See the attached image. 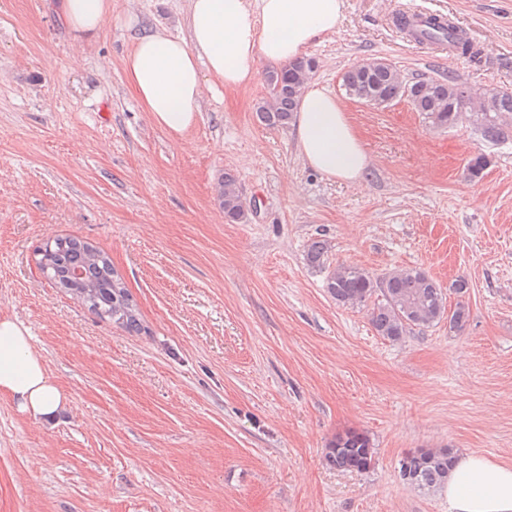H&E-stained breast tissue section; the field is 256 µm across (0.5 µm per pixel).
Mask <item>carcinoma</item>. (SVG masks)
<instances>
[{"label": "carcinoma", "mask_w": 512, "mask_h": 512, "mask_svg": "<svg viewBox=\"0 0 512 512\" xmlns=\"http://www.w3.org/2000/svg\"><path fill=\"white\" fill-rule=\"evenodd\" d=\"M433 38H445L458 52L475 58L477 49L467 40L455 36V27L432 23ZM316 63L302 59L283 68L266 72V95L257 103L256 119L269 128L285 127L293 119L298 97ZM342 86L357 100L373 95L395 101L409 96L413 108L436 128L454 127L470 120L484 138L498 141L509 136L504 117L512 114V92L486 93L473 103L466 87L451 78L409 79L393 65L380 62L371 69L357 66L345 71ZM489 165L482 153L467 163L472 179L482 177ZM219 206L229 224L247 218V209L237 188L236 175L224 172L218 191ZM328 252L323 240L309 246L306 258L313 267H321ZM36 264L54 287L76 297L89 310L125 331L139 332L141 324L128 289L112 267V259L104 250L76 237H57L38 250ZM328 294L336 304L350 307L370 306L369 319L377 335L398 342L414 326L429 327L448 319L449 331L461 330L469 320V309L457 302L447 308L444 289L424 271L417 268L393 271L379 278L370 271L351 264H339L325 281ZM374 448L369 438L356 429L336 434L325 454L326 463L338 470H369ZM456 460L452 448H415L400 460L409 474L406 483L424 491H433L447 484L448 474Z\"/></svg>", "instance_id": "obj_1"}]
</instances>
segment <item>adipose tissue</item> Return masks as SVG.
Masks as SVG:
<instances>
[{
	"label": "adipose tissue",
	"instance_id": "obj_1",
	"mask_svg": "<svg viewBox=\"0 0 512 512\" xmlns=\"http://www.w3.org/2000/svg\"><path fill=\"white\" fill-rule=\"evenodd\" d=\"M60 10L79 44L102 29L110 2L61 0ZM343 10L344 0H188V36L165 27L136 36L124 58L127 83L151 122L180 138L208 92L248 85L257 62L281 66L302 58L315 40L336 32ZM293 133L312 169L362 183L369 157L335 94L307 82ZM0 393L21 413L44 420L65 404L28 328L8 316L0 317ZM445 489L449 512H512V465L460 454Z\"/></svg>",
	"mask_w": 512,
	"mask_h": 512
}]
</instances>
